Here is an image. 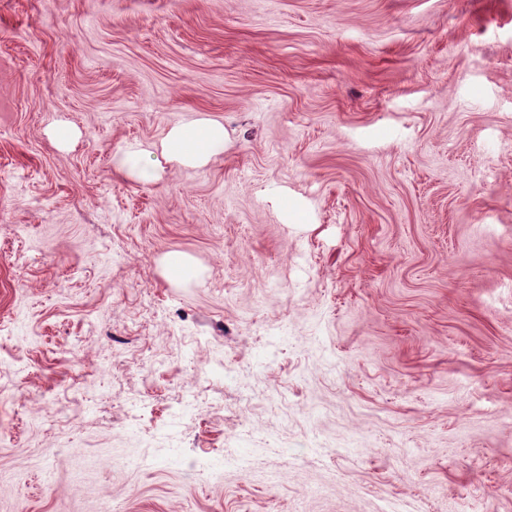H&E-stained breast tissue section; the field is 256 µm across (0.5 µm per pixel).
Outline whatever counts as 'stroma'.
Masks as SVG:
<instances>
[{
    "label": "stroma",
    "instance_id": "1",
    "mask_svg": "<svg viewBox=\"0 0 512 512\" xmlns=\"http://www.w3.org/2000/svg\"><path fill=\"white\" fill-rule=\"evenodd\" d=\"M196 117L207 166L117 171ZM474 485L512 512V0H0V512ZM145 150L139 145H129L125 148L118 161V168L128 174L134 175L144 184H152L158 180V173L153 168L143 163Z\"/></svg>",
    "mask_w": 512,
    "mask_h": 512
}]
</instances>
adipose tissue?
Segmentation results:
<instances>
[{"instance_id":"ef3b65f1","label":"adipose tissue","mask_w":512,"mask_h":512,"mask_svg":"<svg viewBox=\"0 0 512 512\" xmlns=\"http://www.w3.org/2000/svg\"><path fill=\"white\" fill-rule=\"evenodd\" d=\"M224 144L222 123L196 119L173 127L162 142V150L172 162L201 167L223 153Z\"/></svg>"}]
</instances>
